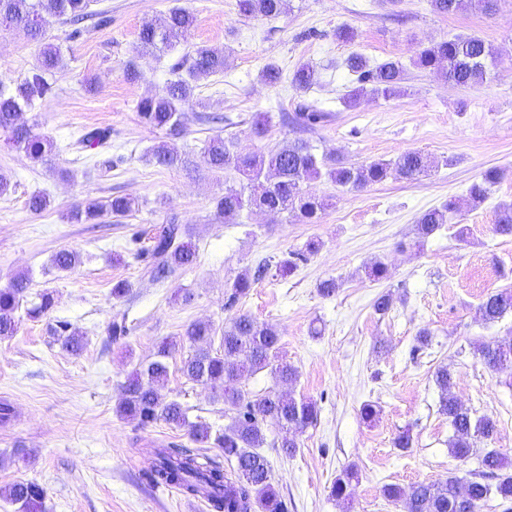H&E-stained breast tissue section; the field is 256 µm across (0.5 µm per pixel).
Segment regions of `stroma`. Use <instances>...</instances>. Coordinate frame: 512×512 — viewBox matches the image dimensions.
<instances>
[{"instance_id": "obj_1", "label": "stroma", "mask_w": 512, "mask_h": 512, "mask_svg": "<svg viewBox=\"0 0 512 512\" xmlns=\"http://www.w3.org/2000/svg\"><path fill=\"white\" fill-rule=\"evenodd\" d=\"M175 6L196 16L187 38L174 50L138 55L142 24ZM91 7L108 11L110 21L86 25L80 38H72L71 24L47 26L46 40L60 47L64 65L48 76L52 94L23 115L33 131L53 141L51 164L31 162L0 132V172L13 185L0 196V288L17 274L31 276L15 313L17 331L0 338V400L13 406L11 421L0 426V487L38 483L45 490L44 512H209L188 504L180 491L143 479L145 449L190 445L186 429L162 421L143 427L117 407L127 377L151 361L162 342L180 339L197 321L223 332L225 322L242 313L277 329L279 356L298 378L279 384L264 370L244 374L240 387L254 395L309 398L320 408L316 426L299 433L293 456L262 450L287 512H342L329 492L349 465L359 472L351 512H403L382 497L388 483L407 488L451 474L467 478L477 462L462 463L448 453L452 430L439 412L433 380L441 365L451 367L454 392L474 415L496 420L491 446L512 458V371L489 370L472 350L476 342L512 333L511 316L488 326L477 314L488 293L512 286V237L492 230L498 205L512 202V0H499L490 14L451 15L434 12L429 0H290L289 10L275 19L242 17L236 0H93ZM342 26L355 30L354 41H337ZM466 34L497 51L486 82L456 86L414 66L420 45ZM200 45L226 48L228 62L221 76L195 86L186 131L170 141L139 122L135 105L162 92L174 78L172 65ZM40 50L41 43L24 34L0 31V83H21ZM353 52L373 65L399 61L406 70L404 94L368 95L346 107L352 76L343 61ZM131 59L140 71L135 80L125 75ZM270 63L288 74L314 65L321 82L305 91L286 82L266 84L261 74ZM303 109L326 118L306 131L283 123V113ZM207 110L229 117V124L202 122ZM259 112L268 116L261 137L251 132ZM97 126L111 128V147L99 154L78 151L81 131ZM217 133L243 153L304 139L316 153L333 152L355 165L421 150L435 168L412 182L389 179L360 191L311 182L313 193L332 200L316 224H299L283 213L225 224L215 219L213 205L225 177L209 171L204 158ZM164 140L189 156L190 168L172 171L147 160L146 151ZM492 167L504 178L483 205L466 207L469 186ZM38 192L50 204L35 214L27 202ZM117 194L138 197V211L97 224L67 221L77 202ZM451 199L463 204L458 223L416 242L419 215ZM170 219L182 224L197 260L155 283L134 257V238ZM462 227L468 230L463 242L457 238ZM310 240L320 248L293 274L267 272L235 307L225 308L224 293L239 274ZM63 249L79 253L80 265L56 270L52 259ZM374 260L386 264V279L366 277L364 267ZM328 278L340 288L326 298L318 284ZM120 280L131 291L116 300L112 286ZM45 291L54 295L53 308L30 318L29 308ZM187 292L192 299L186 303ZM382 293L393 298L383 316L373 308ZM114 319L129 328L116 342L107 334ZM60 321L81 332L80 353L56 341ZM424 326L433 333L432 344L418 352L416 335ZM190 351L185 345L169 358L161 397L180 402L190 421L227 425L221 391L183 376ZM366 402L381 409L375 422L359 416ZM406 428L413 445L403 452L394 439Z\"/></svg>"}]
</instances>
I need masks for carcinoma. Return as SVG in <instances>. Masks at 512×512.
<instances>
[{"instance_id": "cac0c4a2", "label": "carcinoma", "mask_w": 512, "mask_h": 512, "mask_svg": "<svg viewBox=\"0 0 512 512\" xmlns=\"http://www.w3.org/2000/svg\"><path fill=\"white\" fill-rule=\"evenodd\" d=\"M498 0H430L432 9L440 14H454L461 10L490 13ZM90 0H0V27L22 32L42 42L41 64L33 69L16 93L0 86V130L9 140L35 162L49 163L55 150L53 141L19 122V115L44 98L52 85L47 74L63 64L58 46L45 42V26L53 20L78 24L86 19L106 21L104 11L89 10ZM239 14L244 17H277L287 10L289 0H237ZM194 24V16L187 9L173 7L155 20L144 23L138 34V48L147 52L159 47H170L185 38ZM494 52L482 38L458 35L452 39L432 42L418 51L413 65L440 72L448 82L457 86L481 84L489 75ZM227 55L222 48L201 45L190 57L187 75H178L162 93L141 99L136 112L140 122L148 127L166 131L178 138L187 124L186 104L189 102L191 80H200L224 72ZM347 70L356 76L357 86L343 97L354 104L365 95L390 98L404 92L403 65L387 59L374 67L365 57L350 55L344 62ZM318 71L310 65L297 68L291 85L306 90L318 83ZM320 112H297L290 121L311 130L322 122ZM112 130L92 128L77 140L81 149L100 150L110 145ZM207 164L214 172L233 171L239 176L240 187L228 186L224 194L215 198L216 218L227 224H236L243 212L289 213L302 224H316L329 207V200L306 189L310 181L326 179L346 190H361L388 179L413 181L432 168L431 157L419 150L404 152L394 159L378 160L368 164H347L334 156L321 158L303 139L289 141L266 153L233 152L221 135L213 136L206 147ZM149 161L170 169H185L189 157L162 143L147 152ZM503 178L496 168L484 171L468 190L467 205L475 209L489 197L491 188ZM139 201L130 194L115 195L106 200L87 199L73 206L68 213L72 223H88L104 215L125 217L136 210ZM459 206L450 200L424 211L416 221L417 241L433 235L442 226L457 218ZM493 231L512 236V204L503 203L496 211ZM319 244L310 241L305 249L289 253L274 263H259L258 273L264 274L275 266L281 276L293 273L298 262L316 253ZM135 258L150 268V277L159 281L172 270L193 264L196 248L184 240L181 225L171 220L163 229L149 237V245L135 253ZM77 253L61 250L52 264L61 271H69L79 263ZM252 281L247 274L239 275L227 291L224 307L231 308L250 291ZM29 286L26 274L17 275L11 284L0 289V336L16 333L14 312ZM478 314L486 324H495L512 315V288H503L487 294L478 305ZM54 334L63 338L64 346L74 354L83 350V341L77 330L60 321ZM214 329L208 323L196 322L187 326L183 340L193 347L183 361L181 371L189 381L212 388H222L224 413L230 423L224 429L189 421L187 409L181 403L161 399L159 389L168 377L167 358L178 347V342L159 345L154 358L135 370L125 382L120 414L147 426L164 421L188 428L191 439L211 448L224 451V462L200 453L197 448L167 445L152 448L150 467L146 478L151 485H171L187 495L202 497L211 512H286V506L276 490L267 458L259 452L267 440L268 426L277 429L272 447L291 456L298 448L297 433L317 424V402L286 397L275 392L253 395L237 385L243 373L270 369L281 383L297 378L296 369L281 361L274 362L280 337L270 325L259 323L247 314H238L224 325L219 348H212ZM474 354L490 369L498 371L512 367V336L482 341L473 346ZM439 391V411L448 417L452 435L448 452L458 460H467L474 453L478 440H491L497 432L496 421L489 416L475 418L453 392V374L446 366L434 373ZM359 480L358 471L346 467L334 481L330 495L347 506L351 503L352 482ZM460 478L450 475L444 482H421L407 489L397 484L381 487L383 498L402 504L404 512H477L478 505L492 497L512 504V462L495 449L478 457V467L470 473L466 489H460ZM0 495L17 505V512H42L43 488L27 480H18L0 489Z\"/></svg>"}]
</instances>
